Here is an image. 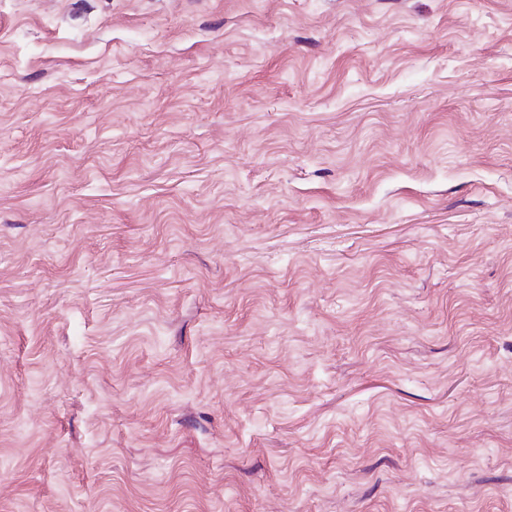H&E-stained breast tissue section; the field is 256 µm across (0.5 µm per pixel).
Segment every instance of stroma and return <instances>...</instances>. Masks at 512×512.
Returning <instances> with one entry per match:
<instances>
[{"mask_svg": "<svg viewBox=\"0 0 512 512\" xmlns=\"http://www.w3.org/2000/svg\"><path fill=\"white\" fill-rule=\"evenodd\" d=\"M0 512H512V0H0Z\"/></svg>", "mask_w": 512, "mask_h": 512, "instance_id": "obj_1", "label": "stroma"}]
</instances>
